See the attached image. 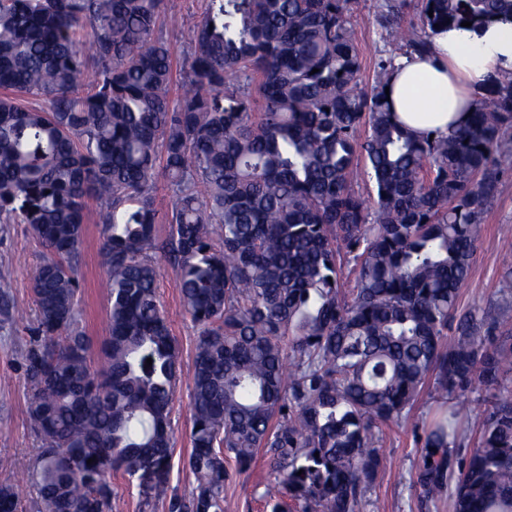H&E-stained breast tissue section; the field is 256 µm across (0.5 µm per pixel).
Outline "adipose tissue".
I'll return each instance as SVG.
<instances>
[{"instance_id":"adipose-tissue-1","label":"adipose tissue","mask_w":512,"mask_h":512,"mask_svg":"<svg viewBox=\"0 0 512 512\" xmlns=\"http://www.w3.org/2000/svg\"><path fill=\"white\" fill-rule=\"evenodd\" d=\"M429 52L395 61L389 107L414 134L445 133L474 109L475 93L489 76L512 70V22L491 19L468 30L432 33Z\"/></svg>"}]
</instances>
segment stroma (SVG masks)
Wrapping results in <instances>:
<instances>
[{
  "label": "stroma",
  "instance_id": "stroma-1",
  "mask_svg": "<svg viewBox=\"0 0 512 512\" xmlns=\"http://www.w3.org/2000/svg\"><path fill=\"white\" fill-rule=\"evenodd\" d=\"M386 0H354L350 27L362 54L361 86L375 83L379 59L403 54L405 46L389 38L381 15ZM207 7L206 0H166L163 34L177 62H184L191 50L193 31ZM505 172L498 197L483 220L482 237L476 248L472 274L462 290L461 304L485 306L498 298L502 276L512 270V252L501 248L503 238H512V161ZM42 250L39 240L25 224H0V281H8L9 294L19 313L12 322L0 323V481L18 485L31 493L29 459L40 440L26 416L27 383L22 352L30 340L36 320L31 291V267ZM81 283V315L91 341V357L99 359L108 335L106 269L101 254V226H87L82 258L78 267ZM158 299L182 355L181 375L171 413L174 455L167 474L171 491L184 495L194 478L185 465L190 451L191 378L198 329L185 311L175 270L169 264L160 269ZM382 465L360 512H448L447 504L421 507L408 485L417 449L409 433L384 428L380 443ZM270 479L265 458L253 462L248 474L232 476L224 493V512H264L260 498ZM112 486L117 494L118 512H168L165 501L154 499L139 479L116 473Z\"/></svg>",
  "mask_w": 512,
  "mask_h": 512
}]
</instances>
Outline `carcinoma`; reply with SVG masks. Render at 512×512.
<instances>
[{"label":"carcinoma","instance_id":"carcinoma-1","mask_svg":"<svg viewBox=\"0 0 512 512\" xmlns=\"http://www.w3.org/2000/svg\"><path fill=\"white\" fill-rule=\"evenodd\" d=\"M351 4L207 0L176 69L164 0H0V224L46 249L22 354L35 496L1 481L0 512H114L119 470L150 476L169 512H224L228 460L243 473L260 453L269 512H358L390 425L414 435L421 502L512 512V272L498 312L460 309L512 161V71L487 79L465 125L416 136L389 112L394 58L360 87ZM386 7L401 28L406 0ZM496 16L512 20V0H421L406 53L428 52L436 24ZM93 220L108 271L99 370L78 309ZM159 256L199 327L187 497L168 494L181 352Z\"/></svg>","mask_w":512,"mask_h":512}]
</instances>
